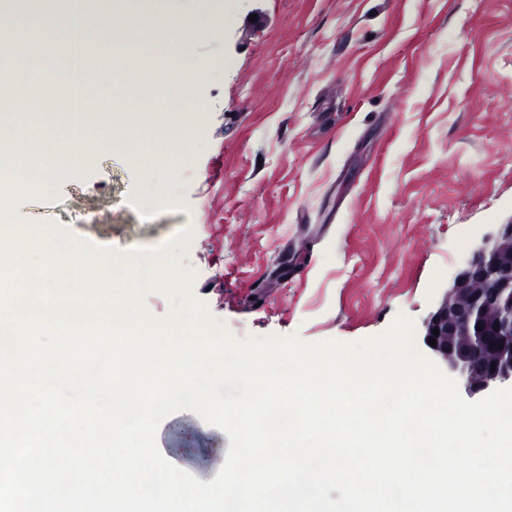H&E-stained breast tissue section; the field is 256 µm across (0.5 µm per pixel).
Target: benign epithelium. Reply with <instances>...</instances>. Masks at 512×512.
Segmentation results:
<instances>
[{"mask_svg":"<svg viewBox=\"0 0 512 512\" xmlns=\"http://www.w3.org/2000/svg\"><path fill=\"white\" fill-rule=\"evenodd\" d=\"M511 246L512 221L475 242L449 282V296L424 325L423 344L446 363L448 373L470 398L512 385V251H507ZM435 329L439 336L432 347L428 339Z\"/></svg>","mask_w":512,"mask_h":512,"instance_id":"benign-epithelium-1","label":"benign epithelium"}]
</instances>
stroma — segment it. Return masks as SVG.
I'll use <instances>...</instances> for the list:
<instances>
[{"mask_svg":"<svg viewBox=\"0 0 512 512\" xmlns=\"http://www.w3.org/2000/svg\"><path fill=\"white\" fill-rule=\"evenodd\" d=\"M202 106L174 200L146 204L117 147L13 202L56 252H167L237 339L352 344L424 322L475 241L512 220V0H224L192 34ZM190 239L171 251L182 233ZM161 448L201 481L224 430L183 410Z\"/></svg>","mask_w":512,"mask_h":512,"instance_id":"stroma-1","label":"stroma"}]
</instances>
